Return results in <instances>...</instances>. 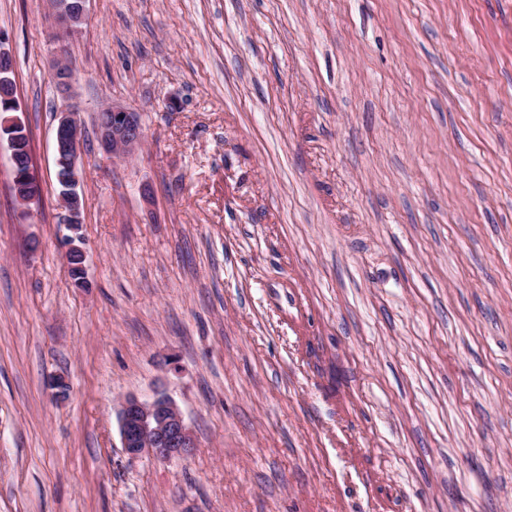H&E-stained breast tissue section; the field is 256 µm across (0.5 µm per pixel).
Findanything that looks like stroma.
<instances>
[{
	"label": "stroma",
	"mask_w": 512,
	"mask_h": 512,
	"mask_svg": "<svg viewBox=\"0 0 512 512\" xmlns=\"http://www.w3.org/2000/svg\"><path fill=\"white\" fill-rule=\"evenodd\" d=\"M53 31L0 0L42 188L0 146V512H512V0H90L85 289ZM158 391L197 447L129 460ZM79 109L74 104H68L58 113L55 131V164L68 174V186L59 193V224H65L75 236L67 238L68 248L65 260L68 271L72 267L81 269L82 279L87 284V253L76 241L82 238L76 235L83 224V199L81 182V121ZM79 175H78V171ZM77 262V264H71ZM101 112L99 143L113 160H122L142 147L144 133L137 113L113 105ZM24 132H13L6 139L9 167L13 171L12 185L15 188L19 201L29 204L39 199L41 195V184L35 173L33 162H29L27 169L20 170L16 167V156L14 147L18 143V135Z\"/></svg>",
	"instance_id": "1"
}]
</instances>
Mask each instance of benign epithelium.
I'll use <instances>...</instances> for the list:
<instances>
[{"mask_svg":"<svg viewBox=\"0 0 512 512\" xmlns=\"http://www.w3.org/2000/svg\"><path fill=\"white\" fill-rule=\"evenodd\" d=\"M78 0L71 4L66 0L54 3L56 33L55 42L79 31L86 20V3ZM52 80L58 92L68 98L73 83L69 71L54 67ZM0 98L8 102L14 111H19L17 88L10 77V70L0 68ZM3 129H13L6 140L9 167L13 171L12 185L19 201L29 204L39 199L41 184L33 164L27 169L16 167L15 146L18 143L17 130L22 123L11 117L0 123ZM144 142V133L138 114L109 106L99 121V143L112 158L122 160L138 151ZM55 164L68 175L69 184L59 193V223L75 232L83 224V199L78 175L81 164V121L79 109L67 105L58 113L55 131ZM82 238L73 235L67 238L65 252L67 268L81 269L82 279H87V253L78 245ZM122 448L134 460L148 455L157 460L171 461L185 459L197 447L195 436L189 428L175 401L166 393L158 392L153 398L143 400L134 396L119 403L117 409Z\"/></svg>","mask_w":512,"mask_h":512,"instance_id":"benign-epithelium-1","label":"benign epithelium"}]
</instances>
